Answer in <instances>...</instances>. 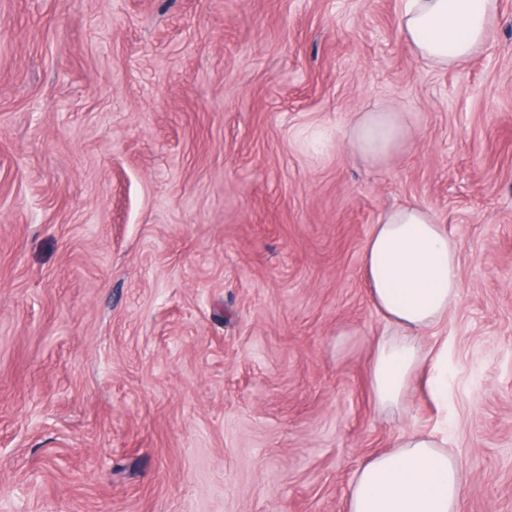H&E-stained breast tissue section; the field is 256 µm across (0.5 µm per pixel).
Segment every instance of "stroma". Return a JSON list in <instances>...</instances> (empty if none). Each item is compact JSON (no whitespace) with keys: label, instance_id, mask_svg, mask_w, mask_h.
Instances as JSON below:
<instances>
[{"label":"stroma","instance_id":"stroma-1","mask_svg":"<svg viewBox=\"0 0 512 512\" xmlns=\"http://www.w3.org/2000/svg\"><path fill=\"white\" fill-rule=\"evenodd\" d=\"M402 0H0V512H345L443 430L512 512V0L459 69ZM402 113L383 162L350 116ZM416 202L461 298L442 398L380 412L362 251Z\"/></svg>","mask_w":512,"mask_h":512}]
</instances>
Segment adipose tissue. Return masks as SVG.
<instances>
[{
  "instance_id": "1",
  "label": "adipose tissue",
  "mask_w": 512,
  "mask_h": 512,
  "mask_svg": "<svg viewBox=\"0 0 512 512\" xmlns=\"http://www.w3.org/2000/svg\"><path fill=\"white\" fill-rule=\"evenodd\" d=\"M498 0H405L400 30L426 64L458 68L491 36ZM408 127L396 112H358L347 148L378 161L398 149ZM456 241L417 204L387 210L362 256L373 304L387 330L371 341L370 383L376 406L399 408L438 356L422 341L460 298ZM447 438L439 431L399 434L392 449L359 465L346 500L347 512H459L463 485Z\"/></svg>"
}]
</instances>
